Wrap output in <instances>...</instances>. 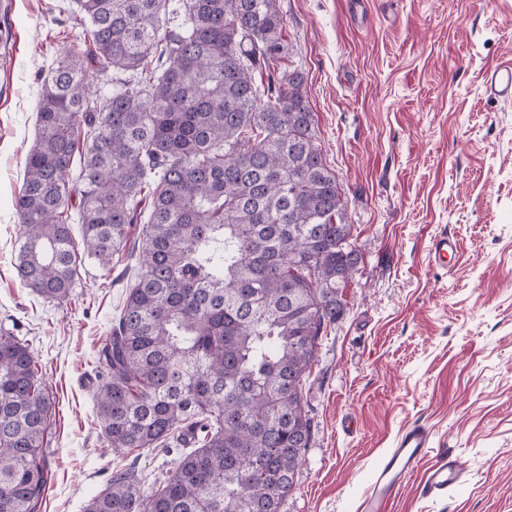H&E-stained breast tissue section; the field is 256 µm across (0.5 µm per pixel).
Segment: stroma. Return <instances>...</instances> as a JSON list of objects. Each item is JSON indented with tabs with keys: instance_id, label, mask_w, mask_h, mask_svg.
<instances>
[{
	"instance_id": "obj_1",
	"label": "stroma",
	"mask_w": 512,
	"mask_h": 512,
	"mask_svg": "<svg viewBox=\"0 0 512 512\" xmlns=\"http://www.w3.org/2000/svg\"><path fill=\"white\" fill-rule=\"evenodd\" d=\"M73 0H0V326L28 344L53 396L39 512H84L114 469L147 478L162 450L112 453L94 417L93 361L129 281L128 260L85 259L64 302L21 284L13 201L36 130L40 77L79 37ZM306 76L323 158L348 202L359 271L306 386L317 425L283 512H356L400 429H430L464 482L388 512H512V103L483 75L512 59V0H279ZM459 249L433 267L434 238Z\"/></svg>"
}]
</instances>
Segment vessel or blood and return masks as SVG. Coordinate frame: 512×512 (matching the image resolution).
<instances>
[{"mask_svg":"<svg viewBox=\"0 0 512 512\" xmlns=\"http://www.w3.org/2000/svg\"><path fill=\"white\" fill-rule=\"evenodd\" d=\"M487 93L502 101H512V62L490 67L484 75ZM457 252V242L444 235L433 240L430 258L434 265L448 268ZM431 447L430 432L419 424L404 426L397 437L395 448L384 458L375 477L362 496L358 512H387L406 478L416 471L427 457ZM464 480L458 460L451 455L432 465L422 484L425 495L436 496Z\"/></svg>","mask_w":512,"mask_h":512,"instance_id":"1","label":"vessel or blood"}]
</instances>
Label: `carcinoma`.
Wrapping results in <instances>:
<instances>
[{"label": "carcinoma", "instance_id": "1", "mask_svg": "<svg viewBox=\"0 0 512 512\" xmlns=\"http://www.w3.org/2000/svg\"><path fill=\"white\" fill-rule=\"evenodd\" d=\"M76 4L82 39L42 81L14 199L16 269L64 302L81 266L71 210L104 269L143 224L95 419L114 451L175 455L150 484L113 472L86 512H282L316 430L304 391L360 254L278 0ZM91 70L116 72L111 93L89 94ZM52 406L38 358L0 328V512L41 506Z\"/></svg>", "mask_w": 512, "mask_h": 512}]
</instances>
